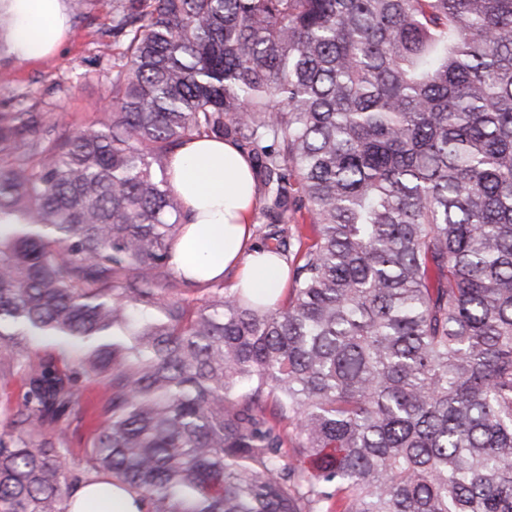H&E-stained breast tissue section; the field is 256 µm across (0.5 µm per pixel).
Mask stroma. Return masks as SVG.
<instances>
[{"instance_id":"35a3bbf8","label":"stroma","mask_w":512,"mask_h":512,"mask_svg":"<svg viewBox=\"0 0 512 512\" xmlns=\"http://www.w3.org/2000/svg\"><path fill=\"white\" fill-rule=\"evenodd\" d=\"M70 29L57 51L29 62L10 53L0 39V113L37 106L57 131L94 124L105 96L104 73L124 64L113 45L112 0H63Z\"/></svg>"}]
</instances>
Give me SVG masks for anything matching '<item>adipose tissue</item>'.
<instances>
[{
	"label": "adipose tissue",
	"mask_w": 512,
	"mask_h": 512,
	"mask_svg": "<svg viewBox=\"0 0 512 512\" xmlns=\"http://www.w3.org/2000/svg\"><path fill=\"white\" fill-rule=\"evenodd\" d=\"M6 3L13 16L12 53L24 60L52 54L67 30L62 0ZM169 174L187 216L184 237L174 249L176 272L207 282L222 279L232 268L236 287L273 299L283 295L289 281L287 263L248 248L255 179L246 155L232 143L201 137L174 151ZM70 512H140V508L128 492L96 483L74 493Z\"/></svg>",
	"instance_id": "obj_1"
}]
</instances>
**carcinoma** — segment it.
<instances>
[{"label":"carcinoma","mask_w":512,"mask_h":512,"mask_svg":"<svg viewBox=\"0 0 512 512\" xmlns=\"http://www.w3.org/2000/svg\"><path fill=\"white\" fill-rule=\"evenodd\" d=\"M112 37L97 127L0 113V512L104 477L144 512H512V0H113ZM202 136L293 255L274 307L174 276ZM90 430L85 426H76V422L66 429L68 447L64 452L65 461L70 468H75L84 455L86 441Z\"/></svg>","instance_id":"1"}]
</instances>
